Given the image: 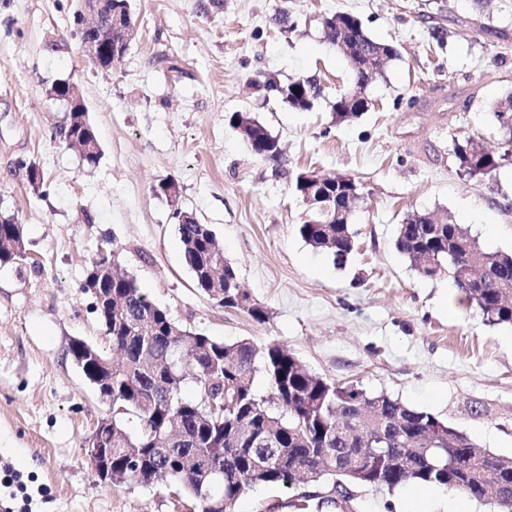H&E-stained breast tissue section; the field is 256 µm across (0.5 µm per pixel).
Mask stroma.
I'll use <instances>...</instances> for the list:
<instances>
[{"instance_id":"stroma-1","label":"stroma","mask_w":512,"mask_h":512,"mask_svg":"<svg viewBox=\"0 0 512 512\" xmlns=\"http://www.w3.org/2000/svg\"><path fill=\"white\" fill-rule=\"evenodd\" d=\"M77 0L0 4V212L24 227L27 256L0 268V449L26 487H0V512H191L162 487L100 483L85 441L111 416L67 356L81 339L112 345L80 290L99 249L184 327L224 341L285 345L316 375L386 394L450 421L480 448L512 457V326H491L449 279L422 278L394 247L412 212L463 225L490 252L512 253V157L492 116L512 94V0H130L134 34L110 71L73 35ZM287 9L296 28L277 21ZM348 12L399 51L369 89L375 108L336 124L257 90L319 74L329 95L351 82L321 19ZM80 92L101 156L86 166L53 141L66 107L48 94ZM248 112L277 136L283 173L251 154L228 118ZM473 136L501 155L491 174L458 169L452 148ZM36 163L33 189L18 163ZM359 182L344 266L300 236L302 202L288 171ZM170 178L178 200L157 191ZM475 206L479 220L465 209ZM210 225L265 323L218 306L195 287L173 217ZM298 489H260L234 512H296ZM445 512V501L403 486L358 488L353 512Z\"/></svg>"}]
</instances>
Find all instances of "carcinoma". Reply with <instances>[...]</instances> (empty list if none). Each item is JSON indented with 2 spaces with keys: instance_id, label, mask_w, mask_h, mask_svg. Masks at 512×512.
<instances>
[{
  "instance_id": "1",
  "label": "carcinoma",
  "mask_w": 512,
  "mask_h": 512,
  "mask_svg": "<svg viewBox=\"0 0 512 512\" xmlns=\"http://www.w3.org/2000/svg\"><path fill=\"white\" fill-rule=\"evenodd\" d=\"M83 42L110 36L106 16L85 31ZM323 40L346 46L353 81L329 102L338 122L369 111V87L398 56L396 47L370 37L358 18L335 13L322 19ZM297 111H308L324 98L315 75L286 83L268 77L257 84ZM512 117V95L499 101L493 118L512 147V130L502 118ZM229 124L257 157L278 170L282 164L279 139L258 119L235 112ZM53 139L72 143L86 137L97 140L87 113L70 112L55 127ZM459 170L469 176L488 175L499 159L473 137L453 142ZM308 171L294 174L290 187L299 199L308 192L341 196L353 205L361 193L346 194L343 177L335 176L312 188ZM299 226L301 237L343 265L355 251L351 224L336 223V213L309 207ZM178 233L186 265L196 288L207 294L204 276L214 271L220 283L239 281L225 259L215 235L195 215L178 209ZM401 253L427 279L443 275L452 280L467 302L492 325H512V255L484 250L460 224L448 220L438 227L429 215L413 212L398 225L394 240ZM25 258L24 229L13 215H0V267ZM109 263L99 283L103 307L96 310L104 335L120 359L112 360L82 340L70 342L67 354L78 358L81 349L93 353L85 377L105 368L98 395L112 402V423L93 431L96 444L106 449L114 484L143 488L164 483L186 494L199 512H231L236 501L267 487L294 488L309 471L317 473L314 492L299 495V512H347L331 497L352 487L394 491L405 484L438 486L476 500L489 498L499 512H512V458L480 448L447 421L410 408L385 394L368 395L354 386L329 383L314 374L286 347L272 341L259 348L243 339L224 342L192 333L165 308L155 304L137 279L117 271L118 252L102 249L94 263ZM218 305L247 313L255 322L268 320L266 308L249 293H229ZM263 376L268 393L256 392ZM196 395H184L187 386ZM139 420L129 431L124 417Z\"/></svg>"
}]
</instances>
